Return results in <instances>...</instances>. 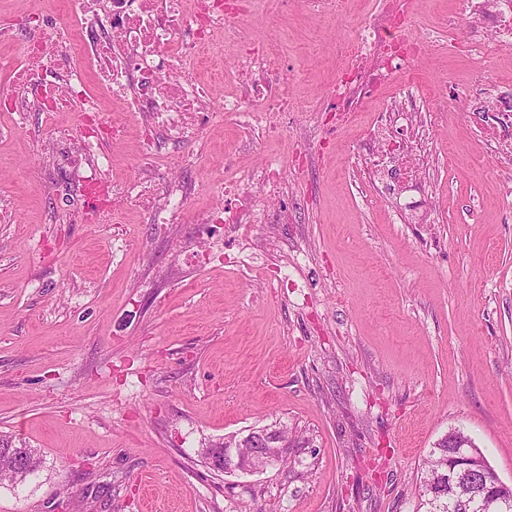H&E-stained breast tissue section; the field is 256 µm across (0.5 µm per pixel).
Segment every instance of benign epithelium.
I'll return each instance as SVG.
<instances>
[{"label":"benign epithelium","mask_w":512,"mask_h":512,"mask_svg":"<svg viewBox=\"0 0 512 512\" xmlns=\"http://www.w3.org/2000/svg\"><path fill=\"white\" fill-rule=\"evenodd\" d=\"M281 427L270 430H253L251 434L227 435L224 437L222 454L209 448L200 449V454L210 455V468L224 474L253 475L276 465L284 456L285 449L270 447L273 439L280 438ZM448 447L456 452L448 455V472L458 480L464 501L456 505L464 508L474 499L488 497L490 491L511 494L512 484L504 483L489 465L488 460L470 436L461 432L448 433Z\"/></svg>","instance_id":"7a95c632"}]
</instances>
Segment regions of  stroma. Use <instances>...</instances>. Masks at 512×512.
<instances>
[{"label":"stroma","instance_id":"stroma-1","mask_svg":"<svg viewBox=\"0 0 512 512\" xmlns=\"http://www.w3.org/2000/svg\"><path fill=\"white\" fill-rule=\"evenodd\" d=\"M378 0H341L309 17L260 0L245 18L256 46L290 65L293 115L270 137L219 109L240 45L213 34L199 76L213 86L194 136L126 115L112 135V95L97 112L4 104L0 68V436L43 465L0 483V512H418L422 463L463 430L512 482V170L478 146L467 119L435 133L426 172L440 224H411L370 202L347 149L296 136L345 65ZM468 0H415L409 38H430L413 77L437 99L474 69L448 26ZM67 0H0V56L19 59L35 15ZM94 144L75 163L74 152ZM261 158L282 167L279 224H211L225 181ZM147 185V206L103 205L91 184ZM282 422L288 462L254 475L211 470L199 450Z\"/></svg>","mask_w":512,"mask_h":512}]
</instances>
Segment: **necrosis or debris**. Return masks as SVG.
Listing matches in <instances>:
<instances>
[{
	"mask_svg": "<svg viewBox=\"0 0 512 512\" xmlns=\"http://www.w3.org/2000/svg\"><path fill=\"white\" fill-rule=\"evenodd\" d=\"M252 0H74L70 19L40 28L42 51L25 53L11 69L15 90L29 88L35 75H65L66 86L40 97L45 112L81 108L96 111L95 103L73 94L87 78L108 87L122 112L143 115L148 124L169 135L189 132L184 116L203 112L211 96L209 86L193 72L200 51L215 30L235 23V36L246 47L224 77L232 83L220 103L224 113L237 114L244 128L274 134V115L289 111L293 91L281 56L248 47L249 32L242 20ZM413 0H379L359 26L348 48L349 63L337 71L321 106L333 113L337 127L362 123L364 106L384 95L390 83L398 90L375 119L363 123L353 146L355 162L368 173L373 196L389 198L411 223H428L438 206L425 191L423 174L433 159V132L445 113L436 111L408 74L422 53L420 39L399 33L410 21ZM474 26L456 28L455 35L473 60H483L491 47H512V0H471ZM88 29L79 46H72L74 30ZM453 97L466 116H481L475 131L487 154L512 167V80L495 81L478 75ZM281 182L278 163L253 167L243 181L224 184L225 195L241 184L259 188L257 202L226 208L228 224L267 223L266 204L275 200Z\"/></svg>",
	"mask_w": 512,
	"mask_h": 512,
	"instance_id": "necrosis-or-debris-1",
	"label": "necrosis or debris"
}]
</instances>
